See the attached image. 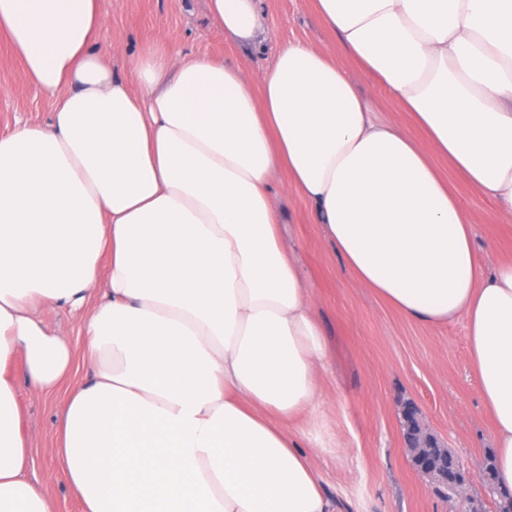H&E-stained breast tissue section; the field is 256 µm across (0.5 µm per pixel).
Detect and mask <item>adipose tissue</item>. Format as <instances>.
Instances as JSON below:
<instances>
[{
    "label": "adipose tissue",
    "instance_id": "adipose-tissue-1",
    "mask_svg": "<svg viewBox=\"0 0 512 512\" xmlns=\"http://www.w3.org/2000/svg\"><path fill=\"white\" fill-rule=\"evenodd\" d=\"M419 136L380 119L320 47L243 65L97 47L100 0H0V33L49 97L0 135V512H52L26 476L15 376L68 377L44 306L84 311L90 380L61 415L84 512H339L296 427L322 418L330 352L281 239L278 174L356 285L409 321H463L512 492V257L484 272L434 163L512 222V0H315ZM261 47L260 0H209Z\"/></svg>",
    "mask_w": 512,
    "mask_h": 512
}]
</instances>
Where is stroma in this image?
<instances>
[{"label": "stroma", "instance_id": "35a3bbf8", "mask_svg": "<svg viewBox=\"0 0 512 512\" xmlns=\"http://www.w3.org/2000/svg\"><path fill=\"white\" fill-rule=\"evenodd\" d=\"M101 10L97 41L102 50L113 51V67L122 76L130 74L129 60L161 37L172 55L206 53L240 62L255 76L288 42L302 41L325 47L351 71L358 90L383 118L409 123L373 79L356 71L314 0H262L265 40L259 50L225 40L210 19L208 0H101ZM49 118V99L28 82L20 58L1 38L0 134L9 133L19 119L43 124ZM449 180L475 227L485 268L512 255V223L499 222L490 202L457 175ZM281 205L290 215L288 245L304 268L329 337L333 374L323 384V410L340 447L314 451L325 492L340 512H451L450 503L431 492L411 462L403 415L415 408L420 423L456 452L465 470L492 454L491 423L471 371L463 323L425 327L407 321L352 283L340 258L325 246L305 202L286 191ZM42 314L69 336L74 368L49 396L32 394L24 376H17L21 428L32 450L30 472L45 481L53 512H82L58 467V414L69 389L86 382L93 365L81 313L46 307Z\"/></svg>", "mask_w": 512, "mask_h": 512}]
</instances>
